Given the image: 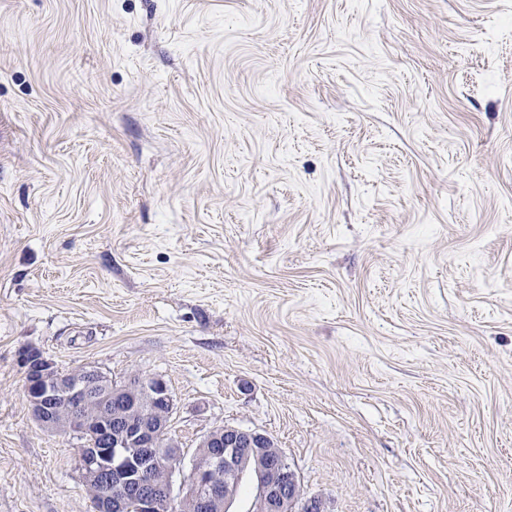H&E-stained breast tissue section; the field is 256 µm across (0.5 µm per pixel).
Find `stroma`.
Wrapping results in <instances>:
<instances>
[{
	"instance_id": "1",
	"label": "stroma",
	"mask_w": 512,
	"mask_h": 512,
	"mask_svg": "<svg viewBox=\"0 0 512 512\" xmlns=\"http://www.w3.org/2000/svg\"><path fill=\"white\" fill-rule=\"evenodd\" d=\"M27 346L163 378L182 469L512 512V0H0V512H94Z\"/></svg>"
}]
</instances>
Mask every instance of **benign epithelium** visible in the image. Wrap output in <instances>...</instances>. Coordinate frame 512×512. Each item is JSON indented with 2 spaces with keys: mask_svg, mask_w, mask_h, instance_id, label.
<instances>
[{
  "mask_svg": "<svg viewBox=\"0 0 512 512\" xmlns=\"http://www.w3.org/2000/svg\"><path fill=\"white\" fill-rule=\"evenodd\" d=\"M25 393L35 420L44 428L85 439L78 449L83 482L108 487L94 499L95 512H227L243 477L257 486L255 512H324L306 498L282 450L263 434L233 427L205 434L183 476L182 495L172 478L180 447L168 434L173 398L166 382L136 377L123 388L92 367L63 371L36 347L19 354ZM234 480L221 484L213 474Z\"/></svg>",
  "mask_w": 512,
  "mask_h": 512,
  "instance_id": "1",
  "label": "benign epithelium"
}]
</instances>
